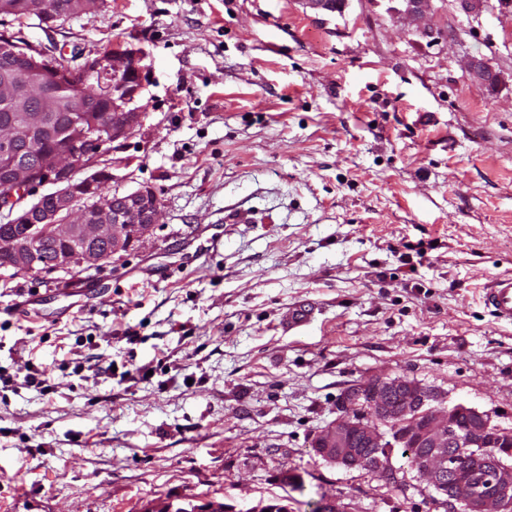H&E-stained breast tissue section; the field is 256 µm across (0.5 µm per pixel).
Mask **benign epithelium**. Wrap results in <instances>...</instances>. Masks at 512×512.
I'll list each match as a JSON object with an SVG mask.
<instances>
[{
	"label": "benign epithelium",
	"instance_id": "benign-epithelium-1",
	"mask_svg": "<svg viewBox=\"0 0 512 512\" xmlns=\"http://www.w3.org/2000/svg\"><path fill=\"white\" fill-rule=\"evenodd\" d=\"M323 14L342 12L347 0H304ZM413 33L430 37V0H398ZM101 0H69L66 10L49 16L32 6L29 18L50 34L58 22L89 15ZM0 54L15 64L0 68V172L10 191L0 196V222L27 230L0 241L8 265L18 272L99 267L149 237L161 212L149 187L105 198L100 186L112 181L101 166L102 147L132 135L141 121L142 54L117 47L79 68L61 69L41 44L0 34ZM474 80L486 86L497 75L477 57L467 61ZM108 101L102 120L82 125L90 98ZM61 145L44 152L34 167L17 157L25 145ZM52 190L34 201L37 189ZM64 243L51 260L43 243ZM396 448L419 449L418 478L439 497L443 512H509L512 509V431L474 407L447 403L437 390L406 378L374 377L349 387L340 414L313 441L315 454L329 464L360 467L388 482H398L392 456ZM494 448L490 456L479 452ZM144 512H236L216 497H167ZM244 512H288L284 499L259 500Z\"/></svg>",
	"mask_w": 512,
	"mask_h": 512
}]
</instances>
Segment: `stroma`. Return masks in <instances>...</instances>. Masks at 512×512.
<instances>
[{"instance_id": "stroma-1", "label": "stroma", "mask_w": 512, "mask_h": 512, "mask_svg": "<svg viewBox=\"0 0 512 512\" xmlns=\"http://www.w3.org/2000/svg\"><path fill=\"white\" fill-rule=\"evenodd\" d=\"M431 6L432 41L391 0L329 15L105 0L50 37L0 26L66 59L143 52L142 122L108 145L104 193L148 186L161 211L100 267L0 269V512H144L168 496L435 512L401 451L394 483L313 453L344 390L376 376L512 429V325L480 301L512 273V4ZM306 303L313 319L288 329ZM28 361L52 393L27 386Z\"/></svg>"}]
</instances>
